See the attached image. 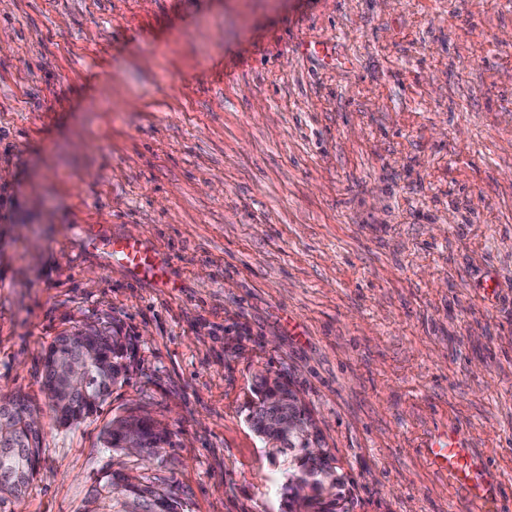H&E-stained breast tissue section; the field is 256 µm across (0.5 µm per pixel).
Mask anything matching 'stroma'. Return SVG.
Instances as JSON below:
<instances>
[{
	"label": "stroma",
	"instance_id": "35a3bbf8",
	"mask_svg": "<svg viewBox=\"0 0 512 512\" xmlns=\"http://www.w3.org/2000/svg\"><path fill=\"white\" fill-rule=\"evenodd\" d=\"M0 399L44 408L43 355L117 330L127 379L44 417L26 495L83 512L123 464L184 512H280L248 427L290 380L350 512H475L428 461L463 429L512 512V0H0ZM170 258L161 288L84 230ZM162 459L103 445L129 411Z\"/></svg>",
	"mask_w": 512,
	"mask_h": 512
}]
</instances>
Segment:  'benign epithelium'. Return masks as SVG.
<instances>
[{
    "label": "benign epithelium",
    "mask_w": 512,
    "mask_h": 512,
    "mask_svg": "<svg viewBox=\"0 0 512 512\" xmlns=\"http://www.w3.org/2000/svg\"><path fill=\"white\" fill-rule=\"evenodd\" d=\"M88 338L101 343L111 342L108 335L90 326L70 334L67 343L73 345ZM95 360L94 354L69 359L73 366V380L69 389L71 395L82 396L87 401L91 400L86 367ZM304 407L305 402L301 396L291 388L277 395L272 402V407L267 409L260 418V426L265 431L263 438H265L266 447H283L281 441L268 437L271 432L285 433L291 441L295 440L312 448L318 447L319 429L316 421L312 417L307 419L299 414V410ZM116 426L124 433L123 449L125 451L132 454L150 443V438L142 431L141 423L136 421L130 424L123 416L119 418ZM39 429H41V420L37 409L27 407L25 402L16 398L0 401V432L10 433V443L13 444V447L3 448L0 452L9 456L11 477L17 484L27 479L33 466V461L25 455L23 446L33 445V436Z\"/></svg>",
    "instance_id": "1"
}]
</instances>
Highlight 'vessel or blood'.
<instances>
[{"label": "vessel or blood", "mask_w": 512, "mask_h": 512, "mask_svg": "<svg viewBox=\"0 0 512 512\" xmlns=\"http://www.w3.org/2000/svg\"><path fill=\"white\" fill-rule=\"evenodd\" d=\"M85 236L88 245L104 250L114 264L130 274L166 286L170 260L143 240L111 237L95 226L88 227ZM430 460L435 467L447 472L449 480L465 490L468 500L475 506L491 505L501 498V485L486 479L483 463L470 453L460 434L452 432L438 441L430 451Z\"/></svg>", "instance_id": "b4317fda"}]
</instances>
